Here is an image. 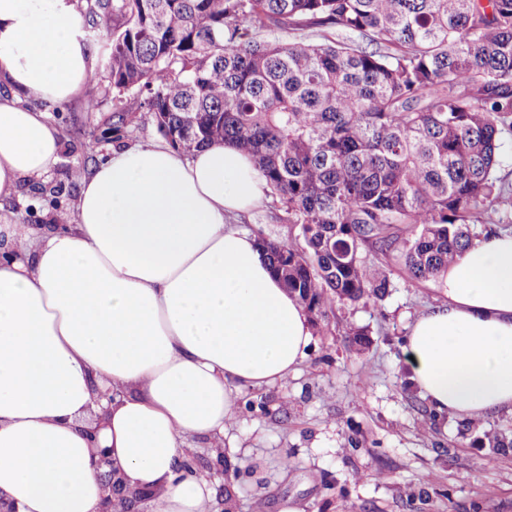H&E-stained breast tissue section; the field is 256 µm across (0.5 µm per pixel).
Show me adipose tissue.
<instances>
[{"label":"adipose tissue","mask_w":512,"mask_h":512,"mask_svg":"<svg viewBox=\"0 0 512 512\" xmlns=\"http://www.w3.org/2000/svg\"><path fill=\"white\" fill-rule=\"evenodd\" d=\"M76 0H0V197L49 172L63 103L94 59ZM229 144L113 150L83 178L72 219L13 236L0 259V498L17 512H100L110 449L151 512H210L197 439L223 447L237 390L288 379L313 341L305 309L233 218L262 200ZM444 300L405 339L435 420L512 413V232L472 242Z\"/></svg>","instance_id":"adipose-tissue-1"}]
</instances>
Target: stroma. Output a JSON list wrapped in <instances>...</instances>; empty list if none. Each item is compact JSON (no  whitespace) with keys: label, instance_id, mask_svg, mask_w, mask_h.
Here are the masks:
<instances>
[{"label":"stroma","instance_id":"35a3bbf8","mask_svg":"<svg viewBox=\"0 0 512 512\" xmlns=\"http://www.w3.org/2000/svg\"><path fill=\"white\" fill-rule=\"evenodd\" d=\"M88 99L84 93L65 103H38L62 128L63 145L43 179L23 182L17 197L0 200L1 241L4 225L41 232L51 226L48 209L73 210L80 184L72 174L93 168V155L159 140L147 113L122 142L112 139V112L137 110L136 93L107 94L93 108ZM43 184L63 192L42 197ZM282 214L269 194L235 224L255 236L297 241L298 225ZM386 262L391 288L384 300L336 304L294 376L240 393L220 462L226 488L235 491L236 512H278L279 500L287 497L303 512H472L476 501L481 512H512V454L491 463L484 449L471 445L483 431L512 428V414L471 424L424 422L427 403L408 382L402 346L413 320L443 297L434 281L409 280L398 256ZM349 323L365 328L368 350L352 347L344 333ZM412 487L424 488L427 498L408 500Z\"/></svg>","mask_w":512,"mask_h":512}]
</instances>
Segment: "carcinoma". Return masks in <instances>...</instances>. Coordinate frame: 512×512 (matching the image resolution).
I'll return each instance as SVG.
<instances>
[{"instance_id":"carcinoma-1","label":"carcinoma","mask_w":512,"mask_h":512,"mask_svg":"<svg viewBox=\"0 0 512 512\" xmlns=\"http://www.w3.org/2000/svg\"><path fill=\"white\" fill-rule=\"evenodd\" d=\"M106 31L97 91L145 95L173 148L231 143L249 154L303 245L259 238L314 325L338 302L382 299L398 253L437 279L512 209L495 188L512 131V0H86ZM317 26L320 43L277 33ZM140 116L112 113L120 139ZM401 224L417 229L411 240ZM489 459L512 430L473 440Z\"/></svg>"}]
</instances>
